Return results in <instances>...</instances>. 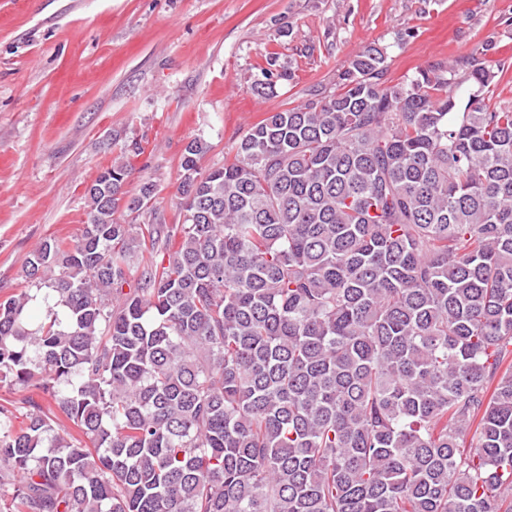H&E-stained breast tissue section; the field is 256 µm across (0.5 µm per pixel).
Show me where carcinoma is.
<instances>
[{"label":"carcinoma","mask_w":512,"mask_h":512,"mask_svg":"<svg viewBox=\"0 0 512 512\" xmlns=\"http://www.w3.org/2000/svg\"><path fill=\"white\" fill-rule=\"evenodd\" d=\"M484 52L389 83L369 47L224 166L191 139L179 224L102 169L0 301V387L45 402L0 404L7 512H512V105L484 95L512 66ZM31 397L38 399L35 391L31 388H0V404H3V399L10 401L12 406L9 407L15 412L16 416H18V422L25 418V414L29 409L28 401Z\"/></svg>","instance_id":"1"}]
</instances>
